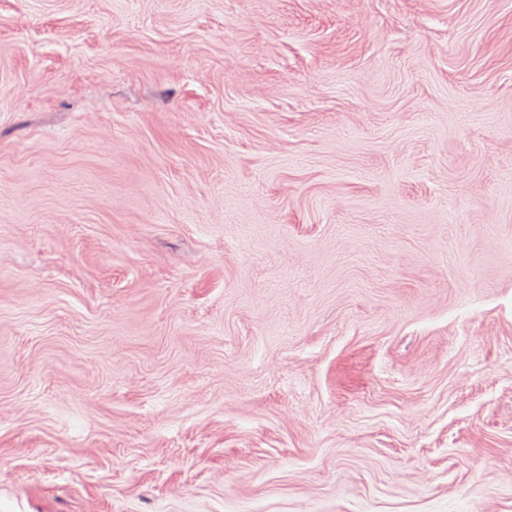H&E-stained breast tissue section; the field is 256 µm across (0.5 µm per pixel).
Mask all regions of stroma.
I'll use <instances>...</instances> for the list:
<instances>
[{"label":"stroma","instance_id":"stroma-1","mask_svg":"<svg viewBox=\"0 0 512 512\" xmlns=\"http://www.w3.org/2000/svg\"><path fill=\"white\" fill-rule=\"evenodd\" d=\"M0 512H512V0H0Z\"/></svg>","mask_w":512,"mask_h":512}]
</instances>
